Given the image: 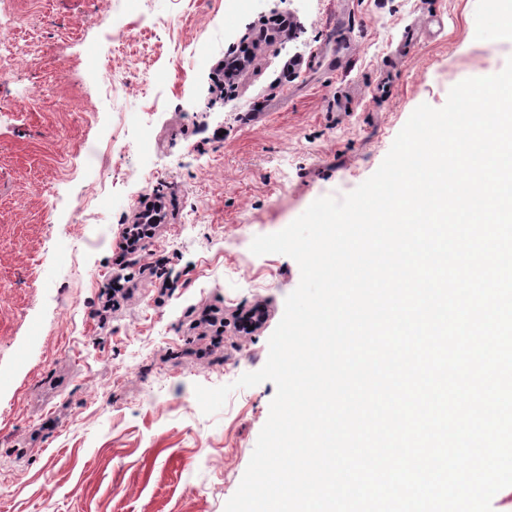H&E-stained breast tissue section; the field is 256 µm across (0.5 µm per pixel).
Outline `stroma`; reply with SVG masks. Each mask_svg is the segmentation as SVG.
Masks as SVG:
<instances>
[{
  "mask_svg": "<svg viewBox=\"0 0 512 512\" xmlns=\"http://www.w3.org/2000/svg\"><path fill=\"white\" fill-rule=\"evenodd\" d=\"M492 6L0 0V512H224L276 386L212 415L194 387L261 369L300 281L252 240L368 179L417 106L502 71ZM435 14L443 30L395 57ZM156 199L158 233L127 252Z\"/></svg>",
  "mask_w": 512,
  "mask_h": 512,
  "instance_id": "stroma-1",
  "label": "stroma"
}]
</instances>
